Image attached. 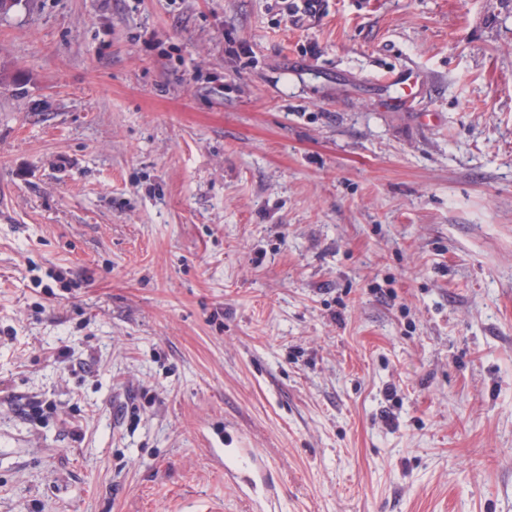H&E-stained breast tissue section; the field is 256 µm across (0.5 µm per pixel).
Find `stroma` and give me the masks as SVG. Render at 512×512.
Masks as SVG:
<instances>
[{
    "label": "stroma",
    "instance_id": "35a3bbf8",
    "mask_svg": "<svg viewBox=\"0 0 512 512\" xmlns=\"http://www.w3.org/2000/svg\"><path fill=\"white\" fill-rule=\"evenodd\" d=\"M0 512H512V0L0 15ZM414 71L412 68H400L396 71L391 72L386 83L390 86H394L400 89L401 93L399 96L392 98L391 104L394 107L404 108L409 103V94L413 83Z\"/></svg>",
    "mask_w": 512,
    "mask_h": 512
}]
</instances>
